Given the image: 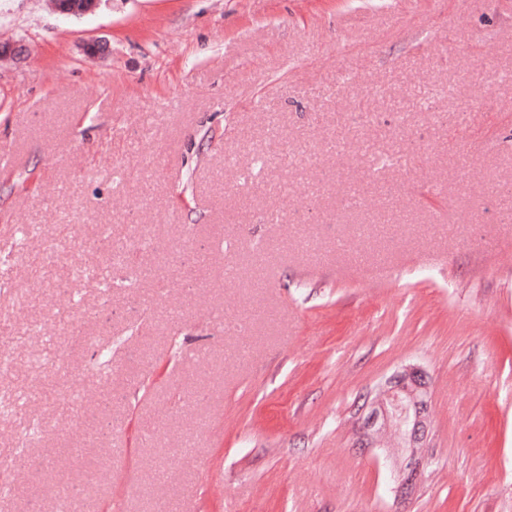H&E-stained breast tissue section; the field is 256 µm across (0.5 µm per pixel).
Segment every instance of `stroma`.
Instances as JSON below:
<instances>
[{
    "instance_id": "stroma-1",
    "label": "stroma",
    "mask_w": 512,
    "mask_h": 512,
    "mask_svg": "<svg viewBox=\"0 0 512 512\" xmlns=\"http://www.w3.org/2000/svg\"><path fill=\"white\" fill-rule=\"evenodd\" d=\"M19 38L0 512H512V0H0ZM410 368L409 468L363 403Z\"/></svg>"
}]
</instances>
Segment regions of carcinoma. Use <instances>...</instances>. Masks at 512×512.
Here are the masks:
<instances>
[{
    "mask_svg": "<svg viewBox=\"0 0 512 512\" xmlns=\"http://www.w3.org/2000/svg\"><path fill=\"white\" fill-rule=\"evenodd\" d=\"M399 395L409 408V421L402 427L393 418L391 395ZM428 398L418 372H402L369 403V417L377 420L369 436L388 434L385 452L412 460L421 447L428 421Z\"/></svg>",
    "mask_w": 512,
    "mask_h": 512,
    "instance_id": "cac0c4a2",
    "label": "carcinoma"
}]
</instances>
